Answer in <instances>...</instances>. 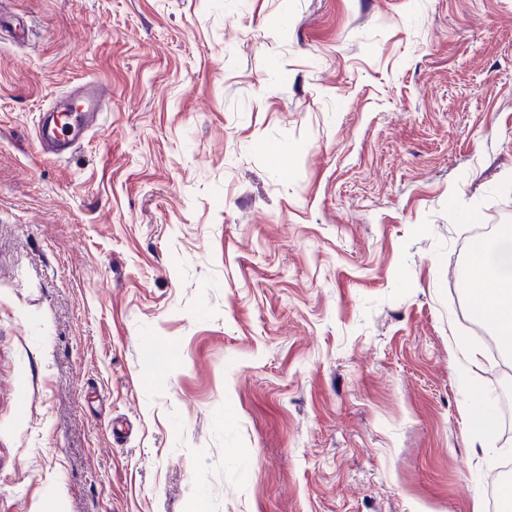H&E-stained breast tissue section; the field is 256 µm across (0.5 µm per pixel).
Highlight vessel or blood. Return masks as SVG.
Masks as SVG:
<instances>
[{"instance_id": "vessel-or-blood-1", "label": "vessel or blood", "mask_w": 512, "mask_h": 512, "mask_svg": "<svg viewBox=\"0 0 512 512\" xmlns=\"http://www.w3.org/2000/svg\"><path fill=\"white\" fill-rule=\"evenodd\" d=\"M106 84L89 81L79 95L64 105L44 113L38 134L40 151L50 157L64 158L98 120Z\"/></svg>"}]
</instances>
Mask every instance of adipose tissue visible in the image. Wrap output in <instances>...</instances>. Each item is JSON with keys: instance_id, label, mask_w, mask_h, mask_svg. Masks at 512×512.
Instances as JSON below:
<instances>
[{"instance_id": "ef3b65f1", "label": "adipose tissue", "mask_w": 512, "mask_h": 512, "mask_svg": "<svg viewBox=\"0 0 512 512\" xmlns=\"http://www.w3.org/2000/svg\"><path fill=\"white\" fill-rule=\"evenodd\" d=\"M476 266L481 275L469 290V302L512 348V235L488 238Z\"/></svg>"}]
</instances>
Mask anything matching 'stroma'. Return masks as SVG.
<instances>
[{
  "label": "stroma",
  "mask_w": 512,
  "mask_h": 512,
  "mask_svg": "<svg viewBox=\"0 0 512 512\" xmlns=\"http://www.w3.org/2000/svg\"><path fill=\"white\" fill-rule=\"evenodd\" d=\"M13 8L0 512H489L512 353L463 277L512 226V0ZM79 95L64 105L43 113L38 134L40 151L50 157L65 158L84 134L95 127L106 83L88 81L79 86Z\"/></svg>",
  "instance_id": "stroma-1"
}]
</instances>
